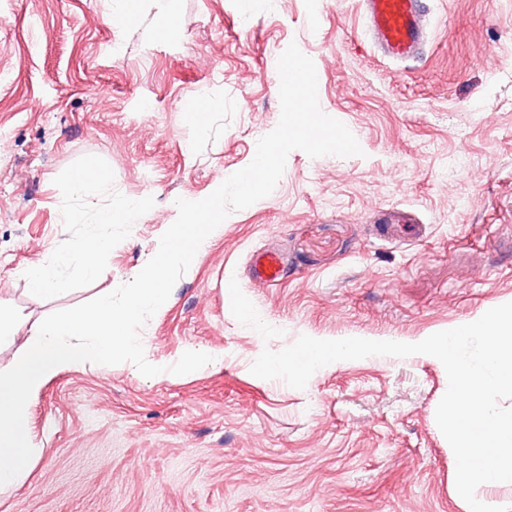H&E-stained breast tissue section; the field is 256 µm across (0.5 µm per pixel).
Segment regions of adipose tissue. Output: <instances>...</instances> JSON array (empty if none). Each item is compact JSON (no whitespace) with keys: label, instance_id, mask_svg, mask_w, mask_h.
I'll return each instance as SVG.
<instances>
[{"label":"adipose tissue","instance_id":"ef3b65f1","mask_svg":"<svg viewBox=\"0 0 512 512\" xmlns=\"http://www.w3.org/2000/svg\"><path fill=\"white\" fill-rule=\"evenodd\" d=\"M115 220L112 210L99 213L90 231L71 253L60 256L52 263H38L22 269L20 278L33 287L34 293L53 295L66 293L68 282L64 276L65 269L77 267L84 276L94 275L97 271V259L100 254L112 247L108 233Z\"/></svg>","mask_w":512,"mask_h":512}]
</instances>
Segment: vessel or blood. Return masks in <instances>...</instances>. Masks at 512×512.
<instances>
[{
    "mask_svg": "<svg viewBox=\"0 0 512 512\" xmlns=\"http://www.w3.org/2000/svg\"><path fill=\"white\" fill-rule=\"evenodd\" d=\"M361 12L374 49L393 62L418 58L429 40L424 0H361ZM377 222V232L383 236L397 231L414 237L420 232L412 213L406 210L382 212ZM282 269L277 254L263 252L253 257L251 276L256 284L265 286L278 282Z\"/></svg>",
    "mask_w": 512,
    "mask_h": 512,
    "instance_id": "b4317fda",
    "label": "vessel or blood"
}]
</instances>
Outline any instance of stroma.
<instances>
[{
	"mask_svg": "<svg viewBox=\"0 0 512 512\" xmlns=\"http://www.w3.org/2000/svg\"><path fill=\"white\" fill-rule=\"evenodd\" d=\"M118 8L130 21L106 25ZM427 9L426 52L398 66L374 52L358 0H0V299L18 335L132 280L176 199L252 161L281 113L272 56L290 44L363 150L290 152L274 191L229 215L140 331L154 363L206 346L222 365L150 379L96 364L48 383L0 512H467L435 357L339 361L303 390L249 371L303 334L416 343L512 302V0ZM89 164L108 178L92 208L71 184ZM129 200L141 212L113 224L97 276L68 272L59 295L17 277ZM395 206L424 237L375 236ZM261 248L284 258L278 286L247 277Z\"/></svg>",
	"mask_w": 512,
	"mask_h": 512,
	"instance_id": "stroma-1",
	"label": "stroma"
}]
</instances>
